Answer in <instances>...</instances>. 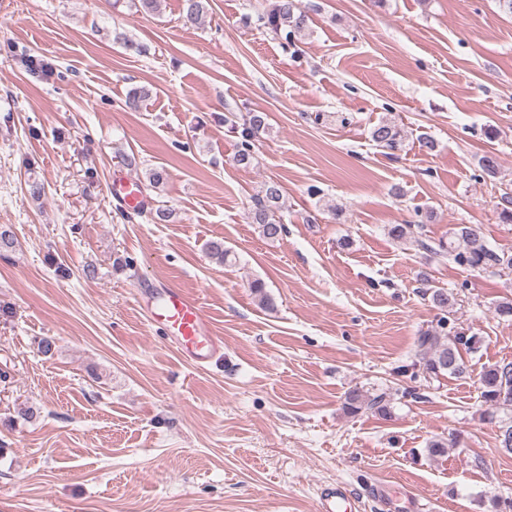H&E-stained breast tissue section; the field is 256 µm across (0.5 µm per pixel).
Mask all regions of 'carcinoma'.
Listing matches in <instances>:
<instances>
[{
    "label": "carcinoma",
    "instance_id": "carcinoma-1",
    "mask_svg": "<svg viewBox=\"0 0 512 512\" xmlns=\"http://www.w3.org/2000/svg\"><path fill=\"white\" fill-rule=\"evenodd\" d=\"M208 0H183L182 18L187 25L200 23L207 10ZM260 20L276 33H285L290 38L294 33L307 27L308 15L298 0H275L272 9L260 16ZM268 115L264 112H249L242 119L240 144L234 161L248 167L254 160V141L261 132L268 129ZM372 141L378 146L396 151L402 143L401 132L388 122L375 126L371 132ZM283 206V190L274 181L264 183L261 195L254 199L253 223L259 225L262 236L274 240L284 231V224L277 217V211ZM421 224H393L388 228V235L394 240L410 241L433 256L443 257L448 254L449 246L444 241L434 242L422 237ZM464 248L454 254V260L461 266L472 270H486L499 267L512 270V254L498 253L480 243L479 228L475 224H463L455 232ZM423 294L430 295L434 306L442 312L436 327L423 332L418 338L420 359L427 372L436 376L449 374L461 376L466 372L460 346L474 347L476 336L465 337L463 332H448V313L455 304V295L441 288H427ZM481 398L486 411L512 412V363L491 365L484 368L479 376ZM346 413L356 415L370 409L386 416L389 414L386 395L383 393L372 397L352 390L346 397Z\"/></svg>",
    "mask_w": 512,
    "mask_h": 512
}]
</instances>
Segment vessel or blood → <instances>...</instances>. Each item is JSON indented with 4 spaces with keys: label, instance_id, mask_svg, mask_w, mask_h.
Listing matches in <instances>:
<instances>
[{
    "label": "vessel or blood",
    "instance_id": "obj_1",
    "mask_svg": "<svg viewBox=\"0 0 512 512\" xmlns=\"http://www.w3.org/2000/svg\"><path fill=\"white\" fill-rule=\"evenodd\" d=\"M109 192L132 210L142 212L148 208L134 178L114 177ZM150 320L165 333L175 336L181 350L193 353L198 359L212 357L221 346L219 338L211 332L202 307L179 288L168 286L162 290L158 305L150 313Z\"/></svg>",
    "mask_w": 512,
    "mask_h": 512
}]
</instances>
